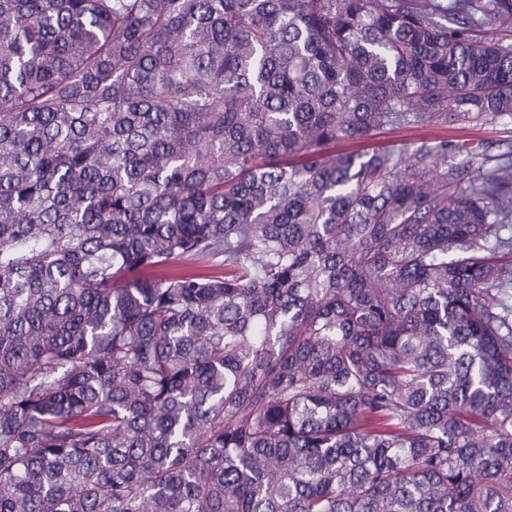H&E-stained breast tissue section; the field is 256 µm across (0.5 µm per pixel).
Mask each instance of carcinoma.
Returning a JSON list of instances; mask_svg holds the SVG:
<instances>
[{
	"label": "carcinoma",
	"instance_id": "cac0c4a2",
	"mask_svg": "<svg viewBox=\"0 0 512 512\" xmlns=\"http://www.w3.org/2000/svg\"><path fill=\"white\" fill-rule=\"evenodd\" d=\"M485 24L0 0V512H512V150H336L512 118Z\"/></svg>",
	"mask_w": 512,
	"mask_h": 512
}]
</instances>
